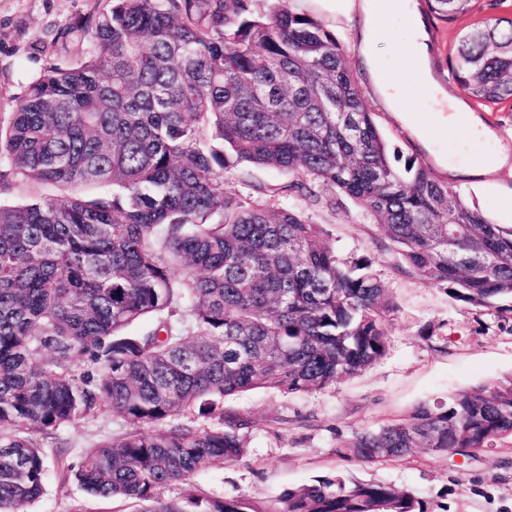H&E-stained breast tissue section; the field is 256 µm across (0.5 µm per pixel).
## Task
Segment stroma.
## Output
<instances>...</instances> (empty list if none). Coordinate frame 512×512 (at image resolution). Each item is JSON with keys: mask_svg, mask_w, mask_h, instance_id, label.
Returning a JSON list of instances; mask_svg holds the SVG:
<instances>
[{"mask_svg": "<svg viewBox=\"0 0 512 512\" xmlns=\"http://www.w3.org/2000/svg\"><path fill=\"white\" fill-rule=\"evenodd\" d=\"M430 36L429 67L440 89L479 118L498 147L512 152V102L478 104L448 72V57L462 31L487 18L512 15V0L491 7V0H471L469 13L449 23L417 0ZM109 0H0V128H8L29 85L46 67L78 59L84 44L63 39L62 31L79 19L108 9ZM292 11L317 19L344 50V59L364 102L398 162L412 158L480 209L493 223L512 224V169L471 173L483 154L484 141L468 138L455 126L431 140L416 126L427 105L419 88H411V112L397 118L379 102L368 74L352 49L351 24L339 0H287ZM287 173L240 163L224 175V187L238 196L260 199L262 187L284 184ZM57 187L21 176L0 182V204L14 205L60 196ZM333 241L340 261L361 258L386 285L395 311L385 323V355L336 385L286 394L256 389L224 401V412L249 419L245 455L224 467L194 476L190 485L166 489L179 498L186 488L203 496L261 501L320 478L343 475L359 482H381L411 491L428 512H512V441L498 442L470 459L436 456L423 449L388 461L367 462L337 455L351 432L406 418L422 403L447 402L477 384L512 374V318L451 299L445 288L411 275L397 249L375 221L333 190L305 209ZM124 421L107 410L80 417L53 434L35 433L47 454L65 447L71 458L124 434ZM143 503L112 501L87 494L75 481L49 472L44 495L29 512H142Z\"/></svg>", "mask_w": 512, "mask_h": 512, "instance_id": "35a3bbf8", "label": "stroma"}]
</instances>
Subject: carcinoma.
Returning <instances> with one entry per match:
<instances>
[{"label":"carcinoma","mask_w":512,"mask_h":512,"mask_svg":"<svg viewBox=\"0 0 512 512\" xmlns=\"http://www.w3.org/2000/svg\"><path fill=\"white\" fill-rule=\"evenodd\" d=\"M427 2L453 22L470 0ZM66 36L91 48L47 67L0 131V164L64 190L0 205V512H28L45 491L51 462L26 431L104 408L129 431L54 463L143 512H427L408 490L342 475L261 502L162 492L244 455L250 421L224 416V399L334 385L386 352L394 305L371 262L339 261L282 196L314 204L316 188L338 191L422 281L502 318L512 224L423 164L391 162L341 45L312 17L255 13L249 0H112ZM448 63L476 101L511 99L512 19L468 29ZM235 162L290 181L241 199L224 190ZM92 184L112 192L83 197ZM188 413L217 422L200 428ZM508 438L512 375L356 430L337 453L469 457Z\"/></svg>","instance_id":"1"}]
</instances>
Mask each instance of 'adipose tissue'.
<instances>
[{
    "instance_id": "adipose-tissue-1",
    "label": "adipose tissue",
    "mask_w": 512,
    "mask_h": 512,
    "mask_svg": "<svg viewBox=\"0 0 512 512\" xmlns=\"http://www.w3.org/2000/svg\"><path fill=\"white\" fill-rule=\"evenodd\" d=\"M345 6L347 10L358 13L354 48L368 69L376 90L390 108L404 111L407 88L416 83L427 91L434 102L421 127V136L431 135L435 128L447 122L460 125L471 138L490 139V132L475 117L462 116L460 102L440 91L432 79L426 67L429 54L428 32L418 17L415 0H345ZM392 13L405 17L409 38L399 49V67L388 70L378 64L371 46L381 33L383 18Z\"/></svg>"
}]
</instances>
